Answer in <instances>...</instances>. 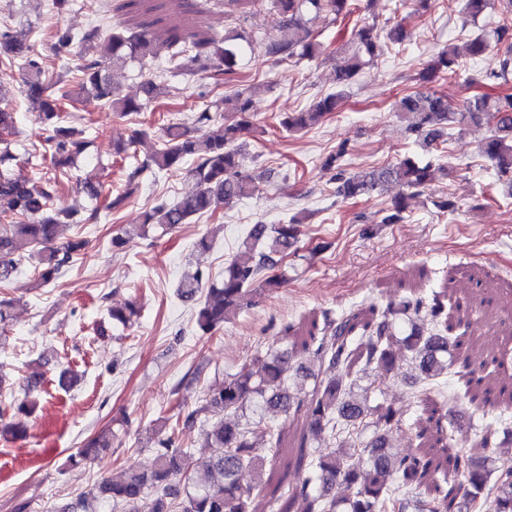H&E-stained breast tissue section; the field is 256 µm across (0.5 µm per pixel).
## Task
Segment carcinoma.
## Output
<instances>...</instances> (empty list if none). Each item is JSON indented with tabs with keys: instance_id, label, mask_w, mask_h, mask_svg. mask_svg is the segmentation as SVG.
<instances>
[{
	"instance_id": "carcinoma-1",
	"label": "carcinoma",
	"mask_w": 512,
	"mask_h": 512,
	"mask_svg": "<svg viewBox=\"0 0 512 512\" xmlns=\"http://www.w3.org/2000/svg\"><path fill=\"white\" fill-rule=\"evenodd\" d=\"M463 2L464 13L473 20L488 9L499 12L492 38L481 34L461 47L449 45L420 78L430 81L442 73L454 79L466 59L484 55L494 42L497 64L486 74L488 90L474 95L461 109L452 108L448 99L435 92L405 95L397 107L415 115L410 131L429 148L453 126L495 118L481 153L495 164L512 196V93L503 89L512 74V0ZM271 5L278 21L268 40V54L308 60L324 51L311 19L322 16L334 24L357 10L355 0H271ZM30 31L29 27L0 30V67L18 68L23 92L39 102L38 118L50 131L42 148L50 155L53 172L36 179L22 176L11 168L15 157L0 148V283L11 280L27 257L35 261L37 284L46 286L84 249L83 239L57 244L70 215L54 207V202L74 180L82 182L95 198H104L105 209L114 211L139 188L145 172L178 169L192 162L186 169L194 183L192 192L173 204L151 207L142 223L112 238L114 248L126 246L149 226L173 230L257 191L255 179L242 170L243 145L238 143L240 134L252 127L251 100L243 91L222 99L224 115L218 119L205 110L193 128L180 122L167 124L149 159L123 170L125 191L115 197L102 194V186L88 179L80 180L77 158L89 141L68 124L65 115V102L73 103L83 95L95 97L122 118L142 111L148 102L164 99L169 91L151 76L142 83L143 100L121 95L112 84V71L128 61L144 67L159 58L164 48L173 62L181 53V43L194 49L188 62L213 70L216 85L231 82L242 52V34L228 31L215 37L194 31L161 42L149 23L134 18L107 31L98 25L77 33L57 30L55 44L77 46V80L69 84L35 52ZM353 37L356 51L336 68L338 85L350 83L364 65L386 54L389 45L402 42L404 30L398 24L380 30L364 23L354 27ZM3 100L0 93V135L14 132L18 122V113L1 105ZM341 100L339 93H328L306 111L288 114L280 125L290 133L308 130L335 112ZM432 178L431 164L420 166L405 158L378 172L340 174L336 194L344 201L355 200L371 195L386 182L416 190ZM405 208L403 195L392 203L381 223H399ZM299 235L300 220L295 218L286 224H256L242 241L241 257L227 263L221 280L206 283L198 270L185 275L179 294L186 299L200 296L199 329L211 332L230 312L251 305L259 292L280 287L285 275L278 261L297 252ZM138 314L133 303L109 310L112 322L125 328ZM456 319L457 312L448 307V295L434 294L426 301L405 300L396 311L372 306L363 318L351 313L324 320L321 335L302 342L322 367V377L315 378L305 401L295 400L288 385L297 341L285 335L288 348H271L242 364L224 377V383L210 389L204 406L189 414L191 418L202 412L216 416L205 433V447L218 452L203 471H198L189 452L166 446L157 451L152 471L129 467L121 479L100 482L56 512H93L94 503L100 500L112 502L114 512H258L262 504L276 502L279 512H512V469L493 471L483 458L495 433L493 424L485 425L476 439L461 448L453 447L455 439L448 437L441 458L434 452L441 439L418 418L413 423L414 437L419 440L416 452L399 456L388 447L385 436L386 428L401 425L399 411L382 402L370 406L355 393L360 379L376 382L396 369L398 347L418 371L422 391L440 390L450 370L449 349L459 347L456 337L448 334V323ZM501 366L499 354L490 350L480 369L471 368L465 360L453 371L464 388L463 396L483 413L512 407V393L497 391L492 385ZM40 384L41 376L29 378L28 393L16 407L18 413H34L40 404ZM269 412L287 419L303 413L306 424L287 443L284 427L266 422L264 414ZM258 429L268 434L273 455L286 446L291 448L295 468L308 471L301 486L288 482L286 471L273 487L263 480L264 456L251 440ZM368 429L372 436L365 438ZM1 433L24 439L28 426L20 420L6 423L0 419ZM112 436L111 429L101 430L70 456V463L77 466L92 460L99 449L111 447ZM317 439L332 442L336 448L318 450L313 447ZM336 482L346 488V495L339 499L331 495Z\"/></svg>"
}]
</instances>
